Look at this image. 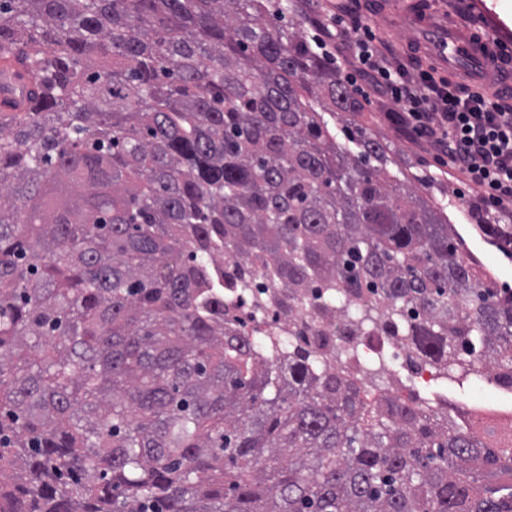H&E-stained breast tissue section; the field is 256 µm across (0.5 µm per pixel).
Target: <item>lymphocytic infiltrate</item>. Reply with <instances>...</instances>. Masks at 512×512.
I'll return each instance as SVG.
<instances>
[{"label": "lymphocytic infiltrate", "instance_id": "1", "mask_svg": "<svg viewBox=\"0 0 512 512\" xmlns=\"http://www.w3.org/2000/svg\"><path fill=\"white\" fill-rule=\"evenodd\" d=\"M331 24L348 35L356 70L345 80L363 98L383 94L395 107V121L411 135L435 143L438 164L458 171L479 195L484 212L512 206V110L492 96L439 81L430 73L411 77L376 46L369 19L336 16Z\"/></svg>", "mask_w": 512, "mask_h": 512}]
</instances>
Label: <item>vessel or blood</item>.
Returning <instances> with one entry per match:
<instances>
[{"label": "vessel or blood", "instance_id": "1", "mask_svg": "<svg viewBox=\"0 0 512 512\" xmlns=\"http://www.w3.org/2000/svg\"><path fill=\"white\" fill-rule=\"evenodd\" d=\"M376 10L394 11L415 33L421 50L439 63L442 71L466 77L482 74L493 94L512 97V63L501 52L491 32H483L458 16L440 10L435 0H377ZM32 80L20 66L0 72V110L13 111L26 100Z\"/></svg>", "mask_w": 512, "mask_h": 512}]
</instances>
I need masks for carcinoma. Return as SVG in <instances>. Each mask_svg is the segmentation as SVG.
Returning <instances> with one entry per match:
<instances>
[{
    "instance_id": "carcinoma-1",
    "label": "carcinoma",
    "mask_w": 512,
    "mask_h": 512,
    "mask_svg": "<svg viewBox=\"0 0 512 512\" xmlns=\"http://www.w3.org/2000/svg\"><path fill=\"white\" fill-rule=\"evenodd\" d=\"M287 13L0 0L35 83L0 113V512H512V429L330 362L322 324L512 385V290L368 129L336 144L316 107L361 105Z\"/></svg>"
}]
</instances>
